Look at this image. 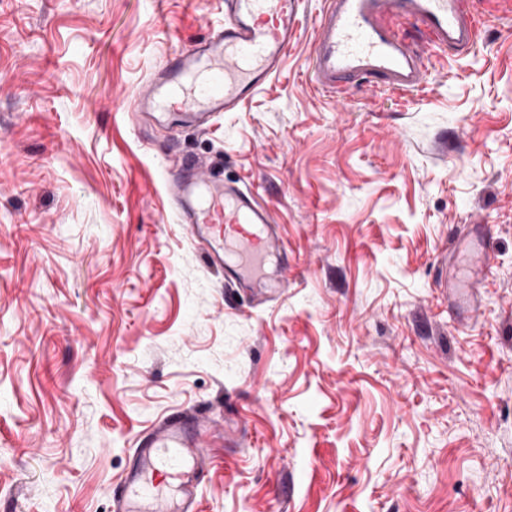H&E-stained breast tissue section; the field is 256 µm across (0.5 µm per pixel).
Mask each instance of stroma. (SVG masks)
<instances>
[{
	"label": "stroma",
	"instance_id": "1",
	"mask_svg": "<svg viewBox=\"0 0 512 512\" xmlns=\"http://www.w3.org/2000/svg\"><path fill=\"white\" fill-rule=\"evenodd\" d=\"M276 77L201 131L132 97L224 0H0V512H108L136 435H236L200 512H512V8L420 93L336 106ZM270 205L288 288L224 285L171 208L166 144ZM486 234L472 317L437 286Z\"/></svg>",
	"mask_w": 512,
	"mask_h": 512
}]
</instances>
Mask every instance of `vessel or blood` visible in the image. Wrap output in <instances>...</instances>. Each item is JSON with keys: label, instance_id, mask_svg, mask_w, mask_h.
<instances>
[{"label": "vessel or blood", "instance_id": "obj_1", "mask_svg": "<svg viewBox=\"0 0 512 512\" xmlns=\"http://www.w3.org/2000/svg\"><path fill=\"white\" fill-rule=\"evenodd\" d=\"M303 0H224V21L191 48L170 52L121 109L132 126L146 121L210 127L238 111L278 73L294 43ZM481 19L472 0H324L314 23L309 82L346 105L354 90L411 94L422 89L435 53L467 52ZM165 190L209 266L234 287L252 288L284 249L271 209L245 185L206 175L184 157L165 166ZM236 261L225 265V252ZM440 288L473 292L455 267ZM224 435L198 413L173 412L139 436L110 492L109 512H198L206 451Z\"/></svg>", "mask_w": 512, "mask_h": 512}]
</instances>
